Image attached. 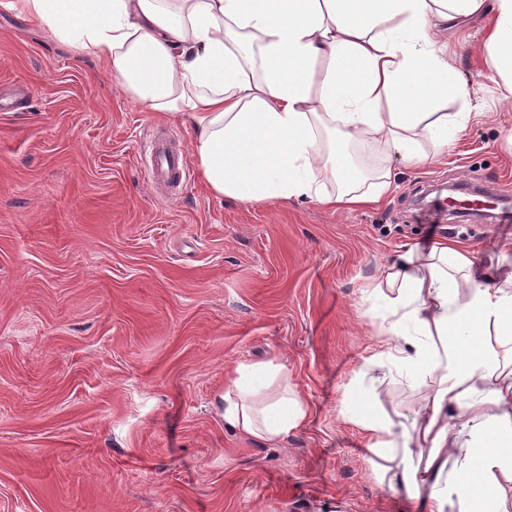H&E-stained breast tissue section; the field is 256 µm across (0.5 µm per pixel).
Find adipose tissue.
I'll use <instances>...</instances> for the list:
<instances>
[{
  "label": "adipose tissue",
  "mask_w": 512,
  "mask_h": 512,
  "mask_svg": "<svg viewBox=\"0 0 512 512\" xmlns=\"http://www.w3.org/2000/svg\"><path fill=\"white\" fill-rule=\"evenodd\" d=\"M92 54L135 103L188 123L211 194L244 202H376L389 171H354L346 145L423 163L479 119L434 34L492 8L482 42L512 95V0H12ZM382 308L340 417L367 442L373 478L421 512H512V271L493 278L461 243L408 252L361 289ZM424 391L409 422L378 386ZM287 368L238 365L224 424L278 445L307 407Z\"/></svg>",
  "instance_id": "adipose-tissue-1"
}]
</instances>
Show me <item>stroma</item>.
Masks as SVG:
<instances>
[{"mask_svg":"<svg viewBox=\"0 0 512 512\" xmlns=\"http://www.w3.org/2000/svg\"><path fill=\"white\" fill-rule=\"evenodd\" d=\"M8 2L0 89L30 95L0 112V512H417L339 411L377 329L365 281L444 240L512 269V214L426 224L415 204L448 182L512 197V99L480 51L491 14L446 34L484 118L422 166L352 145L395 189L334 212L217 198L195 169L167 196L143 130L187 153L186 125ZM261 362L286 366L308 409L277 447L224 425L235 368Z\"/></svg>","mask_w":512,"mask_h":512,"instance_id":"obj_1","label":"stroma"}]
</instances>
